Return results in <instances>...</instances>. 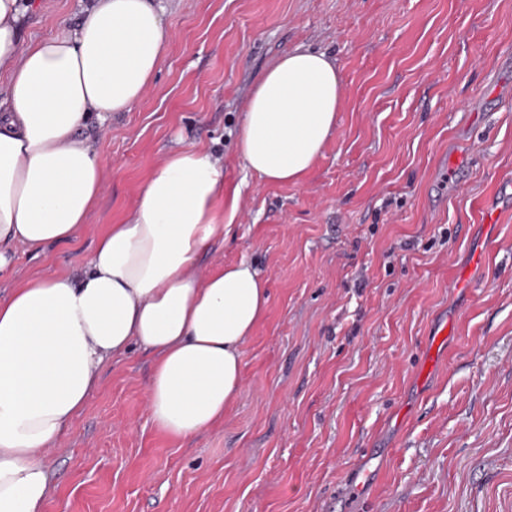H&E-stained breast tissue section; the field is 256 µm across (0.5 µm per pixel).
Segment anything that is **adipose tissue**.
<instances>
[{"label":"adipose tissue","instance_id":"ef3b65f1","mask_svg":"<svg viewBox=\"0 0 512 512\" xmlns=\"http://www.w3.org/2000/svg\"><path fill=\"white\" fill-rule=\"evenodd\" d=\"M35 0H0V268L5 247L74 238L104 189L103 161L81 134L132 111L169 41L155 0H90L75 25L21 41ZM340 76L325 54L282 56L252 91L238 135L248 170L300 180L336 129ZM207 152L172 153L134 215L98 238L84 280L28 279L0 300V512H45L43 462L97 385L96 366L140 345L154 354L150 413L187 439L224 420L242 387L241 347L269 291L247 262L198 276V255L235 211Z\"/></svg>","mask_w":512,"mask_h":512}]
</instances>
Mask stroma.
Listing matches in <instances>:
<instances>
[{"label":"stroma","instance_id":"1","mask_svg":"<svg viewBox=\"0 0 512 512\" xmlns=\"http://www.w3.org/2000/svg\"><path fill=\"white\" fill-rule=\"evenodd\" d=\"M87 4L42 0L24 42ZM164 20L143 100L89 131L105 185L87 223L13 244L0 299L32 276L82 279L150 174L194 147L237 199L195 271L252 263L270 301L238 399L192 438L151 419V352L106 360L44 453L46 512H512V0H169ZM296 49L333 62L341 106L309 172L270 183L237 132Z\"/></svg>","mask_w":512,"mask_h":512}]
</instances>
